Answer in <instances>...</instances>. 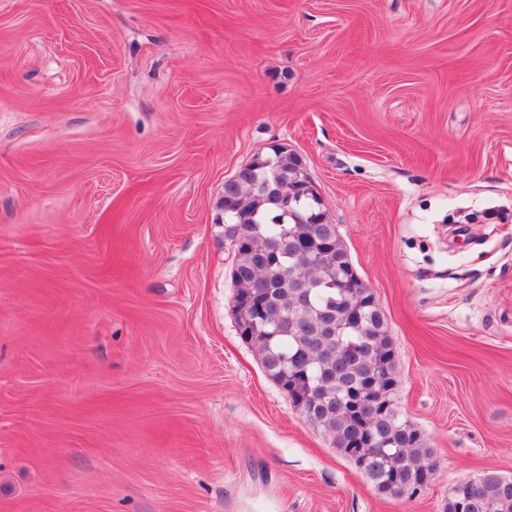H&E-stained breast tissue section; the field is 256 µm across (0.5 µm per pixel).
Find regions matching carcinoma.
Segmentation results:
<instances>
[{"mask_svg":"<svg viewBox=\"0 0 512 512\" xmlns=\"http://www.w3.org/2000/svg\"><path fill=\"white\" fill-rule=\"evenodd\" d=\"M284 146L224 181L217 207L233 248V312L266 374L377 494L412 499L437 473L433 449L394 400L397 350L374 290L322 201L298 190ZM348 278L350 288L336 287ZM443 512H512V478L483 470L455 483Z\"/></svg>","mask_w":512,"mask_h":512,"instance_id":"obj_1","label":"carcinoma"}]
</instances>
